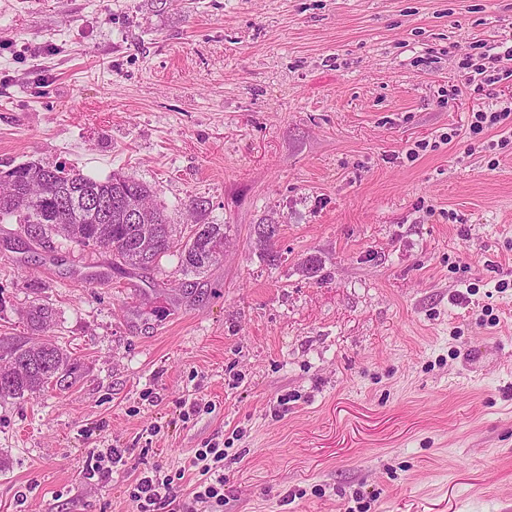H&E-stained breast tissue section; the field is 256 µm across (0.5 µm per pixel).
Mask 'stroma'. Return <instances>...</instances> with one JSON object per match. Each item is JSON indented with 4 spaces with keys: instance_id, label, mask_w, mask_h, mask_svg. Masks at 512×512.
I'll return each instance as SVG.
<instances>
[{
    "instance_id": "35a3bbf8",
    "label": "stroma",
    "mask_w": 512,
    "mask_h": 512,
    "mask_svg": "<svg viewBox=\"0 0 512 512\" xmlns=\"http://www.w3.org/2000/svg\"><path fill=\"white\" fill-rule=\"evenodd\" d=\"M510 39L512 0H0V172L117 173L228 227L190 294L178 257L120 275L0 223V333L44 288L81 365L0 400V512H135L155 464L191 507L210 441L208 512H512V145L469 131L512 78L457 87ZM193 467L203 477L196 483L193 501L209 506L211 503H224V448L219 443H208L205 448H197ZM121 459V453L117 448L91 449L84 469L86 477L108 478L112 474V464L119 463Z\"/></svg>"
}]
</instances>
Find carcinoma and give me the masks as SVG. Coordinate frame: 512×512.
<instances>
[{"label":"carcinoma","instance_id":"obj_1","mask_svg":"<svg viewBox=\"0 0 512 512\" xmlns=\"http://www.w3.org/2000/svg\"><path fill=\"white\" fill-rule=\"evenodd\" d=\"M24 191L17 199L0 203V220L16 218L23 234L31 224L41 225L34 243L50 249L56 236H63L84 249L104 250L113 257L118 269L149 270L159 261L178 253L182 272L199 276L224 253L227 235L222 224H193L187 235L176 238L162 206L153 200L146 185L114 174L104 180L88 177L80 171L28 163L12 169ZM104 198L112 204V223L97 224L86 211L84 194ZM137 203L146 209L139 224L122 223L125 206ZM280 225H273L269 236L260 242L263 259L277 265L280 253L274 250ZM54 309L49 302L30 305L26 312L27 327L40 337L0 336V361L13 359L23 365L18 371L0 369V400L23 399L50 387L75 379L79 369L76 359L47 335Z\"/></svg>","mask_w":512,"mask_h":512}]
</instances>
